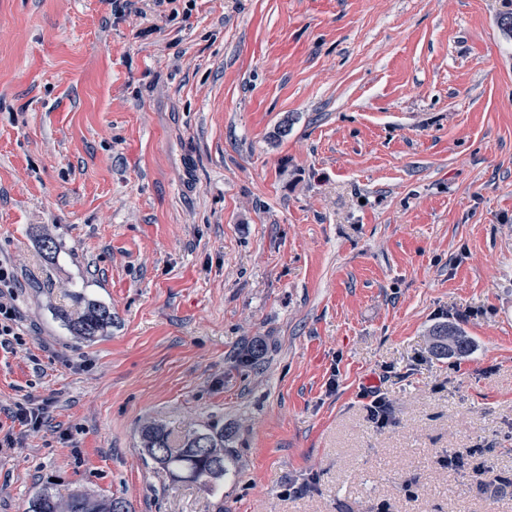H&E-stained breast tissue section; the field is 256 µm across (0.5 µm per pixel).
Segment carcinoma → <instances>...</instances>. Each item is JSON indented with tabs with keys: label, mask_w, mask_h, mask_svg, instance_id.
<instances>
[{
	"label": "carcinoma",
	"mask_w": 512,
	"mask_h": 512,
	"mask_svg": "<svg viewBox=\"0 0 512 512\" xmlns=\"http://www.w3.org/2000/svg\"><path fill=\"white\" fill-rule=\"evenodd\" d=\"M80 303L82 309L76 313L64 309L56 312L71 336L85 342L107 336L112 329L111 309L87 297L80 298ZM432 336L433 349L439 354L462 355L467 351L465 335L454 325H437ZM140 436L145 459L174 483H195L211 494H218L224 490V483L240 474L233 448L235 431L229 426H190L175 436L164 425L147 422ZM26 512H129V505L121 497L94 495L81 489L61 495L45 485L28 501Z\"/></svg>",
	"instance_id": "carcinoma-1"
}]
</instances>
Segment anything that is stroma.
Segmentation results:
<instances>
[{"instance_id":"obj_1","label":"stroma","mask_w":512,"mask_h":512,"mask_svg":"<svg viewBox=\"0 0 512 512\" xmlns=\"http://www.w3.org/2000/svg\"><path fill=\"white\" fill-rule=\"evenodd\" d=\"M508 12L0 0V512L48 484L131 512H512ZM78 293L106 337L56 319ZM446 323L467 354L433 351ZM149 420L234 427L237 481L169 485ZM14 288L17 283L12 267L0 262V336H16L14 325L17 310L14 305ZM82 309L76 313L58 309L56 317L74 338L93 342L107 336L112 329V311L103 302L82 297ZM44 408L35 402L17 403L14 410L15 419L23 426L37 429L43 422Z\"/></svg>"}]
</instances>
